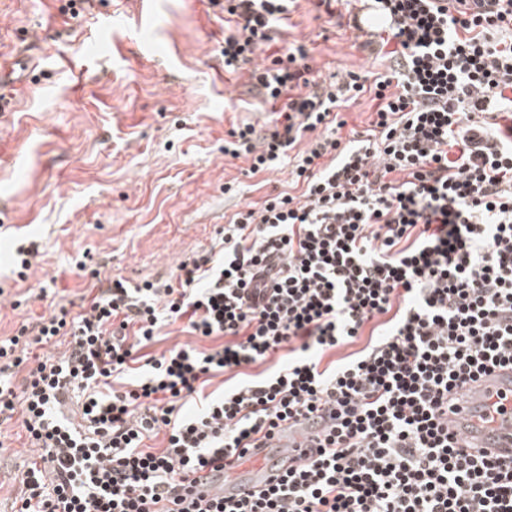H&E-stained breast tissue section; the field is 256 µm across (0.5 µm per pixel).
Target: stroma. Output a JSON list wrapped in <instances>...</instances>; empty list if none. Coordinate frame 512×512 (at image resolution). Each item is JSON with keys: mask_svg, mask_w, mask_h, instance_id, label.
I'll list each match as a JSON object with an SVG mask.
<instances>
[{"mask_svg": "<svg viewBox=\"0 0 512 512\" xmlns=\"http://www.w3.org/2000/svg\"><path fill=\"white\" fill-rule=\"evenodd\" d=\"M0 0V60L17 61L0 120V337L79 301L91 272L130 282L167 279L210 246L228 216L287 190V169L250 173L224 154L232 126L261 125L271 107L249 72L306 43L325 81L385 71L353 48L354 34L319 0H296L285 30L252 63L224 69L222 8L209 0ZM150 27L167 58L146 61L130 41ZM36 244L26 280L13 273L19 245ZM19 420L0 424V512L36 458Z\"/></svg>", "mask_w": 512, "mask_h": 512, "instance_id": "stroma-1", "label": "stroma"}]
</instances>
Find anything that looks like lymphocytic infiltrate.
Instances as JSON below:
<instances>
[{
  "label": "lymphocytic infiltrate",
  "instance_id": "1",
  "mask_svg": "<svg viewBox=\"0 0 512 512\" xmlns=\"http://www.w3.org/2000/svg\"><path fill=\"white\" fill-rule=\"evenodd\" d=\"M294 2L224 0L225 70ZM376 2L391 24L363 46L387 73L317 83L299 42L250 73L272 118L224 153L290 166L291 193L246 204L170 280L91 283L0 339V422L38 457L13 512H512V459L448 423L453 394L512 367V0ZM364 96L367 128L342 136ZM180 320L215 347L147 354ZM310 421L276 484L193 499L200 471Z\"/></svg>",
  "mask_w": 512,
  "mask_h": 512
}]
</instances>
